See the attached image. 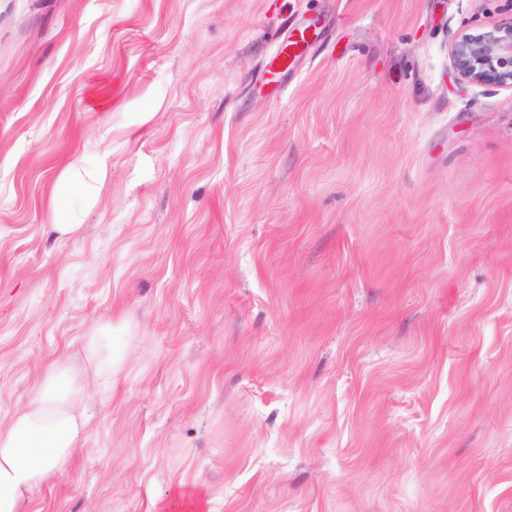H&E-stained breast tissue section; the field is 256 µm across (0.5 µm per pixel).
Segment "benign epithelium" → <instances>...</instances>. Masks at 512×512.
<instances>
[{
    "mask_svg": "<svg viewBox=\"0 0 512 512\" xmlns=\"http://www.w3.org/2000/svg\"><path fill=\"white\" fill-rule=\"evenodd\" d=\"M450 59L463 80L512 87V19L478 33H460L450 48Z\"/></svg>",
    "mask_w": 512,
    "mask_h": 512,
    "instance_id": "benign-epithelium-1",
    "label": "benign epithelium"
}]
</instances>
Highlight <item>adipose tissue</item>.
I'll use <instances>...</instances> for the list:
<instances>
[{
    "label": "adipose tissue",
    "instance_id": "obj_1",
    "mask_svg": "<svg viewBox=\"0 0 512 512\" xmlns=\"http://www.w3.org/2000/svg\"><path fill=\"white\" fill-rule=\"evenodd\" d=\"M126 358L107 320L85 336L80 358L46 367L32 393L0 426V512H31L35 494L68 471L87 441L91 402Z\"/></svg>",
    "mask_w": 512,
    "mask_h": 512
}]
</instances>
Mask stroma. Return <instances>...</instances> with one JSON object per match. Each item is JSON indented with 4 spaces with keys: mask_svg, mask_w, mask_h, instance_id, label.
Returning <instances> with one entry per match:
<instances>
[{
    "mask_svg": "<svg viewBox=\"0 0 512 512\" xmlns=\"http://www.w3.org/2000/svg\"><path fill=\"white\" fill-rule=\"evenodd\" d=\"M510 18L0 0V423L99 322L128 345L36 512H512V87L449 58ZM323 24L319 19H304L296 24L286 38L276 46L271 57L270 65L288 67V60L297 57L304 47L312 45L321 35ZM107 176V156L101 155L93 170L86 169L80 160L71 163L61 174L59 182L66 192L73 196H83L89 202L92 184L104 182Z\"/></svg>",
    "mask_w": 512,
    "mask_h": 512,
    "instance_id": "35a3bbf8",
    "label": "stroma"
}]
</instances>
